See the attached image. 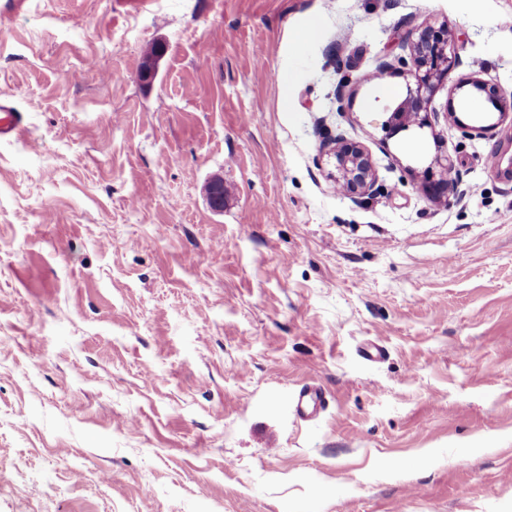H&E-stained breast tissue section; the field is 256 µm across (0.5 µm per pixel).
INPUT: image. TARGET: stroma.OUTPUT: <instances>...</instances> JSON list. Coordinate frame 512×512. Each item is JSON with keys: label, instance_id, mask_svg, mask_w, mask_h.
<instances>
[{"label": "stroma", "instance_id": "stroma-1", "mask_svg": "<svg viewBox=\"0 0 512 512\" xmlns=\"http://www.w3.org/2000/svg\"><path fill=\"white\" fill-rule=\"evenodd\" d=\"M443 22L512 92V0H0V512H512V118L390 138L374 77ZM27 130L23 112L13 107L10 99H0V140L21 137ZM321 152L332 167L327 175L336 185L338 193L358 198L379 192L381 185H378V174L365 146L337 136L323 144ZM436 159L435 167L430 165L422 172L423 190L428 196L434 200H448V190L452 182L451 174L453 165L448 161V157L444 159ZM291 405L302 419H312L326 409L328 400L318 385L307 384L298 390Z\"/></svg>", "mask_w": 512, "mask_h": 512}]
</instances>
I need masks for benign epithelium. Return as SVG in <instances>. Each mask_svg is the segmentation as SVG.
Masks as SVG:
<instances>
[{"label": "benign epithelium", "instance_id": "7a95c632", "mask_svg": "<svg viewBox=\"0 0 512 512\" xmlns=\"http://www.w3.org/2000/svg\"><path fill=\"white\" fill-rule=\"evenodd\" d=\"M408 54L397 58L401 68L414 71L415 87L407 88L405 97L391 110L384 129L390 135L412 127L423 129L432 126L438 119V112L430 108L436 89L449 81L450 75L460 65L452 46V34L445 23L435 27L426 25L406 41ZM164 54L158 44L154 51L146 54L139 68L140 80L147 83L158 73L159 63ZM471 86L485 101L498 112V121H503L512 111V94L501 87L476 77L457 79L450 87L444 117L448 124L460 127L470 136H484L496 128V124L470 126L461 121L454 105V95L458 90ZM321 152L327 157L331 169L328 177L336 185V191L344 196L358 198L372 196L379 192L378 174L371 154L357 142H348L338 136L323 144ZM453 165L450 161H435L422 172L423 190L434 200H448V190L452 181ZM209 205L220 211L224 208V182L215 178L206 187Z\"/></svg>", "mask_w": 512, "mask_h": 512}]
</instances>
